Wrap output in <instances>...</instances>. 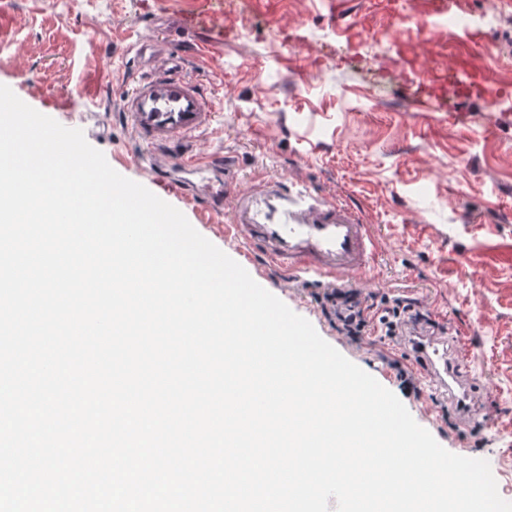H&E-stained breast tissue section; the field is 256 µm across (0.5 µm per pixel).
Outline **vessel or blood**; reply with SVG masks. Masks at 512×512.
<instances>
[{"mask_svg":"<svg viewBox=\"0 0 512 512\" xmlns=\"http://www.w3.org/2000/svg\"><path fill=\"white\" fill-rule=\"evenodd\" d=\"M204 114L198 99L181 79L165 76L133 118L136 129L165 138L201 125ZM227 237L259 246L264 255L296 273H314L342 280L364 271L375 249L370 225L348 206L300 188L270 180L238 193ZM427 370L440 388L464 391V384L448 376V358L433 343L423 345Z\"/></svg>","mask_w":512,"mask_h":512,"instance_id":"vessel-or-blood-1","label":"vessel or blood"}]
</instances>
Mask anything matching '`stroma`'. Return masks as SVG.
<instances>
[{
  "label": "stroma",
  "mask_w": 512,
  "mask_h": 512,
  "mask_svg": "<svg viewBox=\"0 0 512 512\" xmlns=\"http://www.w3.org/2000/svg\"><path fill=\"white\" fill-rule=\"evenodd\" d=\"M425 0H0V84L38 112L70 103L81 129L119 174L156 190V168L186 156L229 164L200 196L164 194L192 226L320 336L375 377L451 453L488 460L512 498V9L474 40L421 29ZM205 19L184 28L185 14ZM482 60L500 89L496 107L456 90L416 111L433 70ZM181 77L208 116L165 142L136 133L141 87ZM283 179L347 204L372 225L364 292L404 293L430 321L424 338L450 341L458 374L474 382L482 417L449 427L445 394L422 366L404 387L387 364L402 349L383 336L355 342L322 315L324 280L286 274L259 250L224 239L204 191L225 195Z\"/></svg>",
  "instance_id": "1"
}]
</instances>
